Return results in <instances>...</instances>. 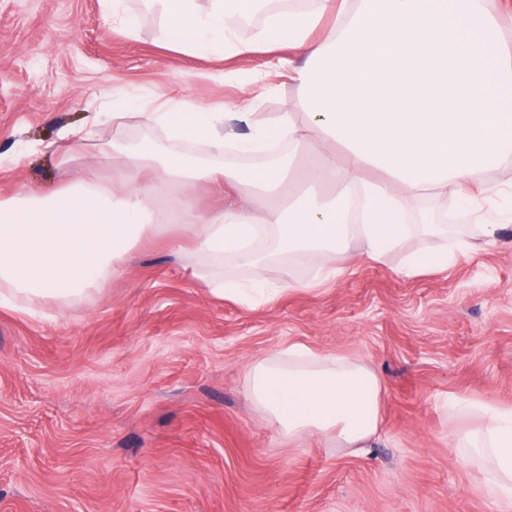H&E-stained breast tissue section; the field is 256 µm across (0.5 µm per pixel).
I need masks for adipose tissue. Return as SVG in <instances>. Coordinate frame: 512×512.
Returning <instances> with one entry per match:
<instances>
[{
	"mask_svg": "<svg viewBox=\"0 0 512 512\" xmlns=\"http://www.w3.org/2000/svg\"><path fill=\"white\" fill-rule=\"evenodd\" d=\"M228 1L209 0L201 11L196 0H153L166 18L161 42L196 56L279 44L303 51L307 61L292 74L303 121L285 112L254 124L246 112L230 116L172 98L147 120L172 139L209 144L210 163L162 151L147 137L126 158L153 178L123 193L90 167L51 198L0 199V306L83 295L109 276L157 211L170 226L196 223L198 250L249 265V242L272 227L299 262L354 245L378 261L402 245L410 205L424 193L454 187L466 205L492 201L496 190L483 173L512 163V46L489 0H356L352 10L337 6V29L317 44L309 35L332 0H319L315 11L270 14L248 41L230 35ZM452 13L469 18L472 31L449 26ZM230 117L251 123V133L224 129ZM311 136L323 150L304 172L307 190L280 211L259 205V192L283 184ZM282 142L284 163L218 159L229 147L255 154ZM204 181L224 182L243 205L191 219L187 197ZM247 377L252 399L288 435L330 433L345 447L364 448L379 431L383 384L361 362L294 344L287 363L250 366ZM484 417L468 451L491 457L492 480L512 501V410L490 408Z\"/></svg>",
	"mask_w": 512,
	"mask_h": 512,
	"instance_id": "1",
	"label": "adipose tissue"
}]
</instances>
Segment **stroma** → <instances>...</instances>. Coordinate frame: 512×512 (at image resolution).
<instances>
[{
    "label": "stroma",
    "mask_w": 512,
    "mask_h": 512,
    "mask_svg": "<svg viewBox=\"0 0 512 512\" xmlns=\"http://www.w3.org/2000/svg\"><path fill=\"white\" fill-rule=\"evenodd\" d=\"M125 8L132 38L101 0H0V198L51 194L108 152L102 178L142 181L112 144L166 141L135 118L161 95L267 124L299 111L288 68L301 53L172 51L150 0ZM115 108L131 115L124 127ZM68 129L87 138L65 162ZM452 236L471 249L404 273L407 254ZM192 238V225L155 224L83 296L0 308V512H512L489 464L463 451L483 407L512 409V222L493 243L466 217L433 235L415 228L380 262L354 249L299 265L270 234L245 265L194 251ZM331 267L340 275L310 287ZM220 282L283 290L250 306L213 295ZM292 344L381 377L368 448L287 436L250 401L247 366Z\"/></svg>",
    "instance_id": "35a3bbf8"
}]
</instances>
